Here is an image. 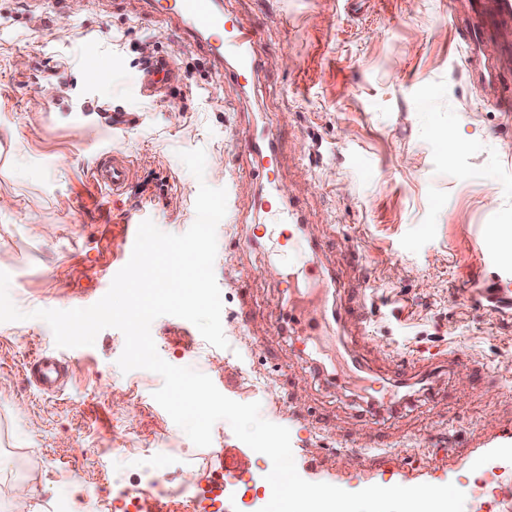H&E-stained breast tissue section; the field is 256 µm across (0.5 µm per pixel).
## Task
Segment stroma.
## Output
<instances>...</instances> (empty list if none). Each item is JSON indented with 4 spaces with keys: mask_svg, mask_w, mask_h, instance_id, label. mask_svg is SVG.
<instances>
[{
    "mask_svg": "<svg viewBox=\"0 0 512 512\" xmlns=\"http://www.w3.org/2000/svg\"><path fill=\"white\" fill-rule=\"evenodd\" d=\"M263 33L256 75L220 76L207 53L172 33L145 0H0V271L24 321L0 323V512H76L86 490L111 503L133 482L124 450L162 445L161 469L195 488L211 472L250 478L224 499L244 512L266 496L270 459L217 422L196 447L154 400L161 376L122 372L124 336L56 346L38 309L86 308L127 263L138 224L167 233L195 220L200 183L227 191L214 272L229 343L157 318L151 334L174 366L208 375L226 397L257 402L290 431L299 475L349 492L372 485L454 484L464 512H512V116L464 65L448 0H222ZM111 72L86 77L84 49ZM174 56L166 95L144 96V52ZM277 134L268 189L254 148ZM204 149L196 179L177 153ZM133 173L120 193L92 178L97 154ZM293 205L292 236L352 287L366 286L374 333L354 351L403 386L396 409L313 373L300 338L273 324L288 309L289 271L265 248L262 199ZM369 260L359 282L354 251ZM39 356L69 378L54 392L30 373ZM407 357L409 373L396 372ZM26 494L17 498L16 480Z\"/></svg>",
    "mask_w": 512,
    "mask_h": 512,
    "instance_id": "stroma-1",
    "label": "stroma"
}]
</instances>
